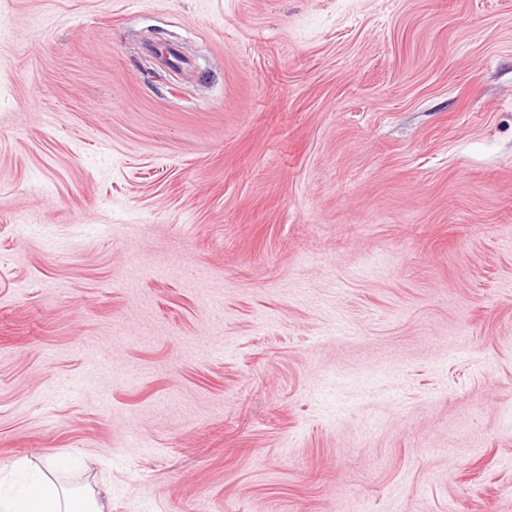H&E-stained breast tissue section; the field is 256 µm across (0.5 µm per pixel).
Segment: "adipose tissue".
I'll list each match as a JSON object with an SVG mask.
<instances>
[{
	"instance_id": "ef3b65f1",
	"label": "adipose tissue",
	"mask_w": 512,
	"mask_h": 512,
	"mask_svg": "<svg viewBox=\"0 0 512 512\" xmlns=\"http://www.w3.org/2000/svg\"><path fill=\"white\" fill-rule=\"evenodd\" d=\"M70 467L65 460H45L25 493L19 499L1 502L0 512H107V488H71L62 483L60 474Z\"/></svg>"
}]
</instances>
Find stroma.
<instances>
[{"instance_id": "stroma-1", "label": "stroma", "mask_w": 512, "mask_h": 512, "mask_svg": "<svg viewBox=\"0 0 512 512\" xmlns=\"http://www.w3.org/2000/svg\"><path fill=\"white\" fill-rule=\"evenodd\" d=\"M69 457L512 512V0H0V493Z\"/></svg>"}]
</instances>
